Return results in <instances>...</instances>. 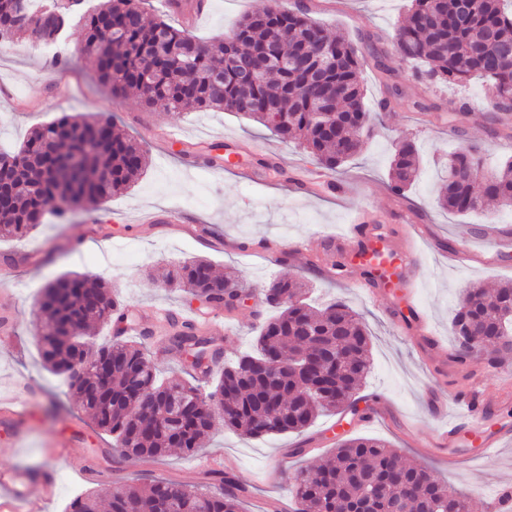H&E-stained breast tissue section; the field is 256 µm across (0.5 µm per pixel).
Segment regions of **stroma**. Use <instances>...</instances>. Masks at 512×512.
Instances as JSON below:
<instances>
[{
  "label": "stroma",
  "mask_w": 512,
  "mask_h": 512,
  "mask_svg": "<svg viewBox=\"0 0 512 512\" xmlns=\"http://www.w3.org/2000/svg\"><path fill=\"white\" fill-rule=\"evenodd\" d=\"M292 7L295 0H207L194 32L203 39L229 33L246 13L273 3ZM310 15L329 35H341L360 48L386 51L395 23L405 14L408 0H305ZM63 52L69 71L52 67L41 49L26 41H0V148H18L37 126L65 113L112 116L117 127L146 149L149 162L134 186L112 196L100 207L64 219L46 216L25 237L0 238V263L17 273L12 300L16 347L0 348V393L20 380L37 385L33 417L21 442L0 428V466L14 467L35 477L49 465L48 450L71 417L80 416L63 377L49 372L41 357L35 303L42 288L66 273L102 277L114 283L122 301L146 309L175 310L181 316L207 321L217 347L231 358L248 350L257 334L258 302L233 313L209 315L198 300L160 283L168 268L193 257L211 260L217 271L231 270L245 287L260 289L280 276L313 285V299L324 304L345 300L365 320L372 336L373 369L359 392L358 406L373 398L387 401L390 421H369L345 412L319 418L302 433L249 439L216 424L204 448L192 454L172 453L160 460L112 457L107 466L115 485L130 479L178 478L202 481L200 460L217 463L245 487L244 512H268L292 502V478L302 468L325 462L338 441L350 437L380 439L396 448L408 462L433 471L449 487L466 492L473 512H490L499 490L512 487V440L477 458L450 461L435 448L439 427L425 409L429 392L445 397L477 391L494 404L491 426L512 429V379L499 368L512 369V357L472 358L468 365L453 360L455 342L450 317L461 291L471 284L512 282V208L496 209L493 220L499 239L485 232L482 218L448 213L436 201L441 168L458 139L444 122L419 112V101L439 103L455 111L460 101L475 110L464 127L469 142L479 146L485 169L512 158V136L493 134L485 116L488 91L482 80L465 86L432 85L417 81L410 65L396 64V79L405 95L398 106L377 110L385 94L379 73L364 66L360 80L369 106L375 107L373 132L364 148L336 174L335 190L299 192L294 182L300 165L310 156L295 143L281 142L265 126L231 112H173L156 104H140L134 95L116 97L97 79L82 55L80 24L67 32ZM181 133L180 141L160 139L159 130ZM415 142L422 165L404 194L389 188L388 168L394 145ZM239 143V160L264 169V177L239 183L231 169L207 163L211 146ZM198 158H184V149ZM378 222L374 246L383 254L416 250L419 267L403 277L399 287H378L375 294L358 288L360 267L355 251L336 244L359 210ZM184 216L183 228L166 220L169 212ZM321 236L316 252L293 250L277 260L263 252L267 243ZM347 262L348 271L336 276L332 261ZM414 299L435 332V343L420 335L408 320L405 303ZM169 331L165 320L143 319L139 336L151 363L163 375L179 374L183 357L161 349ZM84 458L58 462V489L48 512H65L70 501L90 487L81 475Z\"/></svg>",
  "instance_id": "stroma-1"
}]
</instances>
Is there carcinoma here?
Returning <instances> with one entry per match:
<instances>
[{
	"instance_id": "carcinoma-1",
	"label": "carcinoma",
	"mask_w": 512,
	"mask_h": 512,
	"mask_svg": "<svg viewBox=\"0 0 512 512\" xmlns=\"http://www.w3.org/2000/svg\"><path fill=\"white\" fill-rule=\"evenodd\" d=\"M34 0H0V40L23 39L51 45L71 13L66 0L48 9ZM204 0H168L174 13L199 11ZM137 0H101L81 12L84 46L92 51L98 80L112 95L131 91L145 105L161 102L175 111L235 112L263 124L284 141L302 147L315 161L337 172L364 145L360 127L370 116L359 80L364 53L341 38L332 39L307 6L273 7L245 15L235 30L202 42L185 26L145 17ZM315 34L328 48V60L317 81L308 80L315 66L290 64L299 50L312 56L314 44L302 37ZM512 45V0H410L398 21L390 55L374 58L383 78L393 69L388 60L417 66L421 82L465 84L477 75L492 93L491 121L506 126L512 116V58L500 59L501 47ZM248 62L258 54L268 59L264 71L245 84L240 73L224 65V55ZM380 106L390 110L402 88L385 83ZM323 101L334 113L326 128L313 118ZM421 112L448 121L457 134L458 111L441 114L438 104L418 103ZM146 165L141 145L114 130L107 118L64 114L38 127L14 153H0L8 197V219L0 221V237H23L44 214L69 215L95 208L113 194L129 189ZM420 157L412 141L399 142L392 153L389 183L403 192L416 181ZM512 207V160L485 171L477 147L463 143L448 159L437 203L451 213L473 214L492 223L486 202ZM165 287L203 302L206 308L234 309L242 284L232 275L213 273L211 262L194 258L175 266ZM306 283L279 278L268 284L261 300L276 314L262 319L253 349L224 362L209 392L201 391L196 366L188 377L162 380L140 343L114 338L98 344L87 335L94 326L120 322L127 307L114 297L111 285L86 275L68 274L49 282L37 302L41 352L49 371L65 378L79 406L97 428L112 435L114 451L123 456L161 459L173 449L193 453L214 424L200 409L224 399L225 426L259 438L300 433L326 413L353 410L356 395L370 370L371 338L361 315L336 300L316 307L301 300ZM512 286L488 290L470 285L451 320L456 338L455 360L463 362V342L478 332L485 345L512 337ZM169 342L177 352L207 353L209 339L198 325L170 311ZM318 344L334 357V380L327 395L312 389L298 360H308ZM167 426L136 430L145 410ZM279 415L266 423L270 413ZM296 512H470V498L453 491L428 469L404 461L386 442L352 437L339 442L321 467L293 476ZM245 488L230 473L213 470L204 483L161 479L131 483L109 495L108 512H241ZM96 491L77 495L66 512H100Z\"/></svg>"
}]
</instances>
